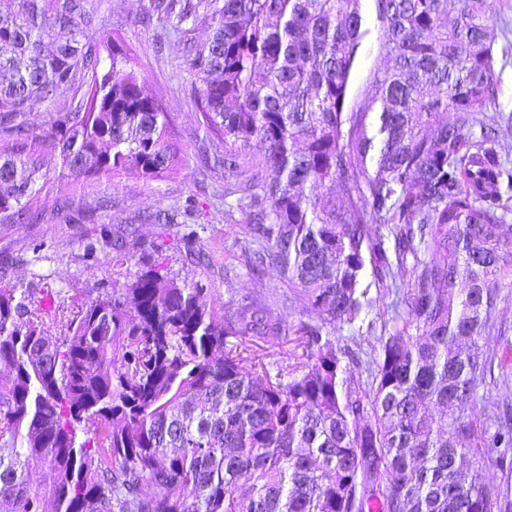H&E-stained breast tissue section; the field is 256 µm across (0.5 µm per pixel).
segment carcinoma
<instances>
[{
  "instance_id": "cac0c4a2",
  "label": "carcinoma",
  "mask_w": 512,
  "mask_h": 512,
  "mask_svg": "<svg viewBox=\"0 0 512 512\" xmlns=\"http://www.w3.org/2000/svg\"><path fill=\"white\" fill-rule=\"evenodd\" d=\"M92 3L14 0L0 13V223L32 220L45 148L76 177L161 178L182 162L128 51L89 38ZM151 9L186 36L195 106L224 138V155L202 162L238 196L225 214L252 225L246 266L275 269L310 320L285 325L246 297L220 316L203 284L150 261L68 316L49 284L0 286V499L10 512H493L504 492L461 465L512 447V406L481 427L471 417L495 358L481 340L508 335L496 308L512 288L490 0H375L376 142L345 112L361 0ZM200 23L211 35L194 43ZM35 102L42 126L28 119ZM252 146L262 154L242 181ZM368 264L403 312L364 382L334 332L370 304ZM273 341L294 342L299 362L271 373Z\"/></svg>"
}]
</instances>
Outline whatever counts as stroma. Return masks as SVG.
<instances>
[{
  "instance_id": "1",
  "label": "stroma",
  "mask_w": 512,
  "mask_h": 512,
  "mask_svg": "<svg viewBox=\"0 0 512 512\" xmlns=\"http://www.w3.org/2000/svg\"><path fill=\"white\" fill-rule=\"evenodd\" d=\"M149 0H95L100 32L116 33L134 59L133 65L148 91L161 101L168 114L171 133L183 150V162L176 174L154 179L130 169L117 174L101 173L91 178L74 177L62 170L57 154L43 152L46 181L34 205L37 218L30 224L0 223V283L14 285L46 277L53 288L68 291L79 300L96 297L100 283L123 279L125 267L112 263L114 244H123L132 258H160L178 284L207 285L206 305L232 308L233 296L268 297L280 285L276 270L255 276L244 266V247L249 230L242 212L224 217V174L204 168L201 153L222 151L224 140L205 135L202 116L192 101V79L184 63L183 44L165 35L158 21H145ZM365 35L353 65L346 109L365 115L367 135L377 130V107L369 106L365 89L382 66L379 55L380 30L374 0H361ZM491 26L495 34L494 109L512 121V0H495ZM196 199L205 226L197 243L198 259L186 258L180 237L181 224H156L151 217L160 211ZM70 205L83 215L80 224L63 219L61 208ZM112 234L104 237L101 226ZM45 241L41 255L32 246ZM94 245L96 260H86L87 245ZM512 462V448H482L468 454L466 466L486 486L496 488L512 483V474L502 462Z\"/></svg>"
}]
</instances>
